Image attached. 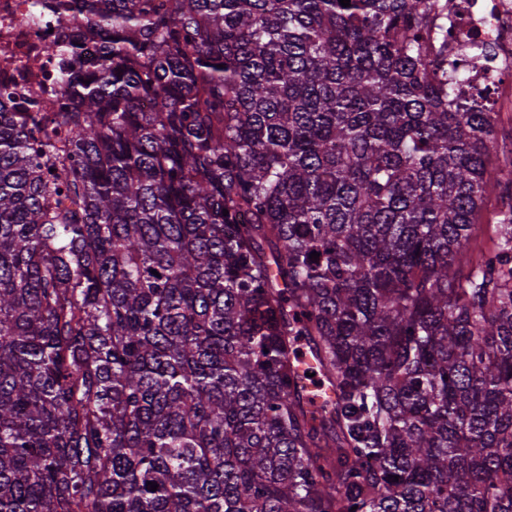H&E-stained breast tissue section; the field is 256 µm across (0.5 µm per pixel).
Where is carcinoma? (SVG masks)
Instances as JSON below:
<instances>
[{
    "mask_svg": "<svg viewBox=\"0 0 512 512\" xmlns=\"http://www.w3.org/2000/svg\"><path fill=\"white\" fill-rule=\"evenodd\" d=\"M41 5L60 91L0 112V512H512V160L454 97V0ZM500 207V199L497 190H491L485 199L481 211L476 219V226L469 242V247L478 251L490 243V237L493 234V224L496 221V215Z\"/></svg>",
    "mask_w": 512,
    "mask_h": 512,
    "instance_id": "cac0c4a2",
    "label": "carcinoma"
}]
</instances>
